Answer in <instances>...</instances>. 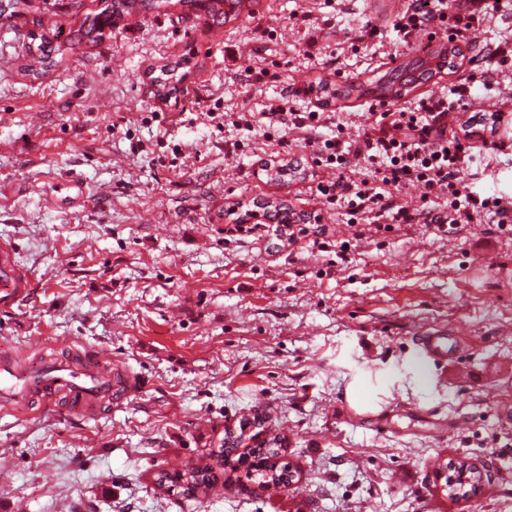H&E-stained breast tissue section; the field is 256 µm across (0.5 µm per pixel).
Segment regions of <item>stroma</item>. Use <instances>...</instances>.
Masks as SVG:
<instances>
[{
  "label": "stroma",
  "instance_id": "35a3bbf8",
  "mask_svg": "<svg viewBox=\"0 0 512 512\" xmlns=\"http://www.w3.org/2000/svg\"><path fill=\"white\" fill-rule=\"evenodd\" d=\"M33 3L0 21V240L29 280L0 310V353L32 367L100 353L136 388L93 413L64 399L0 413V512H512V422L496 413L512 406V234H356L315 194L337 170L266 136L283 88L316 80L330 93L320 136L369 128L377 80L420 55L385 19L388 0H244L221 25L204 9L134 13L34 73L35 39L65 43L100 6ZM369 22L378 34L355 45ZM486 45L512 49V0L456 73L390 104L469 77L473 111H511L512 56L484 84ZM460 176L512 198V154L477 153ZM269 202L321 214L347 263L256 227ZM240 213L252 235L227 233ZM437 328L463 336L456 364L420 344ZM228 427L249 446L280 435L288 486L235 472L194 497L157 484L207 463ZM458 457L493 495L449 498Z\"/></svg>",
  "mask_w": 512,
  "mask_h": 512
}]
</instances>
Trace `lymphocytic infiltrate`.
Masks as SVG:
<instances>
[{
	"instance_id": "1",
	"label": "lymphocytic infiltrate",
	"mask_w": 512,
	"mask_h": 512,
	"mask_svg": "<svg viewBox=\"0 0 512 512\" xmlns=\"http://www.w3.org/2000/svg\"><path fill=\"white\" fill-rule=\"evenodd\" d=\"M489 14L488 0H408L392 25L406 38L432 29L453 40L468 37ZM470 97V80L462 77L447 94L420 97L413 109L388 107L374 113L372 128L363 135L351 136L344 124H337L335 135L320 141L314 162L343 174L319 181L316 196L344 205L351 220L369 219L378 232L397 224H425L456 234L492 215L500 232L512 234V205L478 193L460 177L479 146L469 126L450 128L448 115L465 109ZM359 168L364 174L358 178L354 172ZM410 184L422 189L419 206H409L401 195ZM441 196L447 207H431V199Z\"/></svg>"
}]
</instances>
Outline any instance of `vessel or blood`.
<instances>
[{"label": "vessel or blood", "instance_id": "b4317fda", "mask_svg": "<svg viewBox=\"0 0 512 512\" xmlns=\"http://www.w3.org/2000/svg\"><path fill=\"white\" fill-rule=\"evenodd\" d=\"M0 282L7 284L0 294V306L10 307L25 292L27 278L12 258L10 244L0 245ZM104 361L94 356L81 366H74L63 356L45 360L38 369L27 370L15 365L10 354L0 355V407L7 409L22 400L39 399L43 410H51L59 397L66 396L87 410L96 409L99 401L117 403L121 391L103 372Z\"/></svg>", "mask_w": 512, "mask_h": 512}]
</instances>
